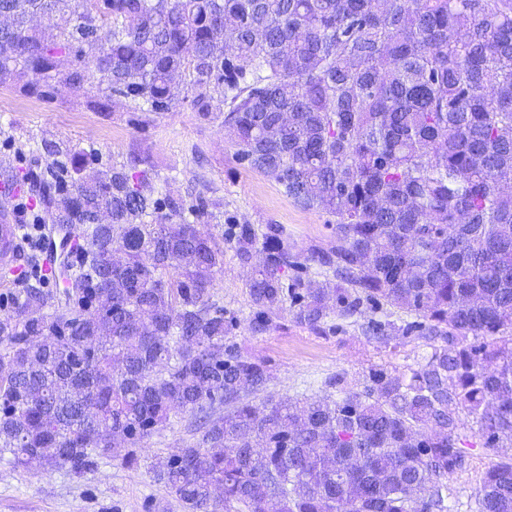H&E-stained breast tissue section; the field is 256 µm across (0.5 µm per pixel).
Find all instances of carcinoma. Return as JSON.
<instances>
[{
    "label": "carcinoma",
    "mask_w": 512,
    "mask_h": 512,
    "mask_svg": "<svg viewBox=\"0 0 512 512\" xmlns=\"http://www.w3.org/2000/svg\"><path fill=\"white\" fill-rule=\"evenodd\" d=\"M91 79L140 112L170 110L182 86L201 118L224 115L239 160L336 218V244L304 258L277 224L224 233L254 270L251 332L287 299L314 331L333 307L389 305L416 320L371 318L366 334L432 352L408 376L338 373L334 395L259 408L271 375L212 300L224 248L198 228L207 201L157 191L136 153L50 166L26 177L38 224H78L87 247L63 310L45 312L39 283L6 295L0 455L76 475L130 465L179 409L198 439L152 472L185 512H450L461 414L482 447L512 440V0H0L1 85ZM310 262L332 278L304 280ZM476 505L512 512V456Z\"/></svg>",
    "instance_id": "obj_1"
}]
</instances>
